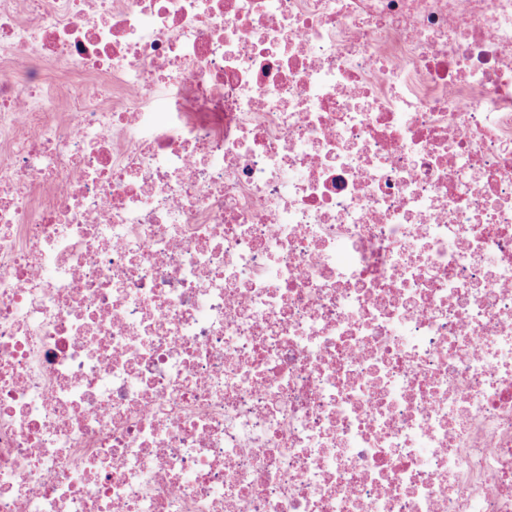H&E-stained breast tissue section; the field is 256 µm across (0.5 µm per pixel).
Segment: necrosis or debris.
I'll return each instance as SVG.
<instances>
[{
	"mask_svg": "<svg viewBox=\"0 0 512 512\" xmlns=\"http://www.w3.org/2000/svg\"><path fill=\"white\" fill-rule=\"evenodd\" d=\"M0 512H512V0H0Z\"/></svg>",
	"mask_w": 512,
	"mask_h": 512,
	"instance_id": "4bbe7bcc",
	"label": "necrosis or debris"
}]
</instances>
